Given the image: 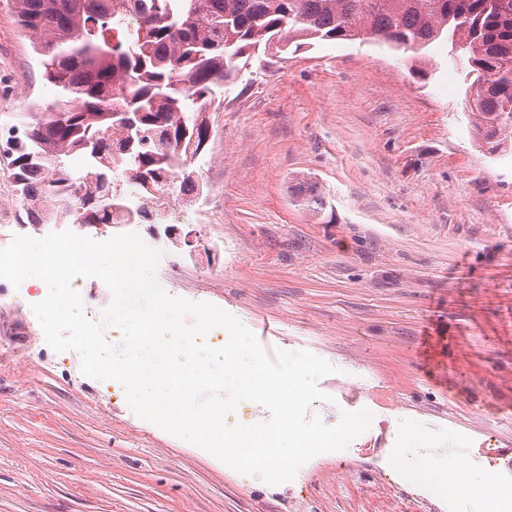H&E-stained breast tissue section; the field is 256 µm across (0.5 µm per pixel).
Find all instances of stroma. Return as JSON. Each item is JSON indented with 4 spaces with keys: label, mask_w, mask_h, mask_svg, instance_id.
<instances>
[{
    "label": "stroma",
    "mask_w": 512,
    "mask_h": 512,
    "mask_svg": "<svg viewBox=\"0 0 512 512\" xmlns=\"http://www.w3.org/2000/svg\"><path fill=\"white\" fill-rule=\"evenodd\" d=\"M469 84L444 39L418 53L345 40L262 53L216 88L190 165L204 191L166 224L36 228L9 150L22 112L59 91L0 0V226L138 234L162 250L170 296L336 366L309 416L372 415L279 487L226 473L47 344L32 310L46 289L0 279V512H512L497 456L512 449V154L479 143ZM301 179L328 191L326 213L293 197ZM169 225L191 245L164 237ZM444 438L446 468L396 457Z\"/></svg>",
    "instance_id": "obj_1"
}]
</instances>
